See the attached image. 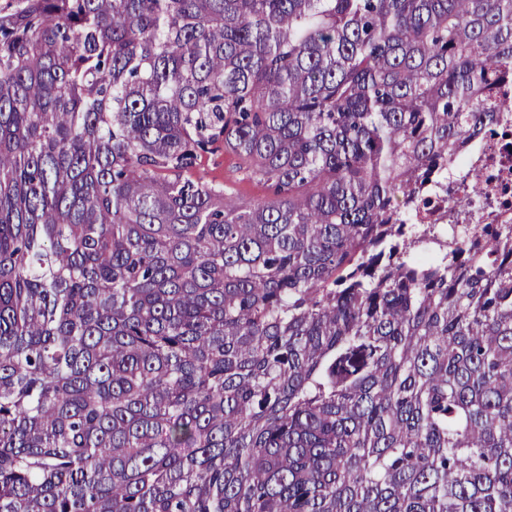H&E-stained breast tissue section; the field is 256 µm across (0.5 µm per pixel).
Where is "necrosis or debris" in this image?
I'll use <instances>...</instances> for the list:
<instances>
[{"instance_id": "necrosis-or-debris-1", "label": "necrosis or debris", "mask_w": 512, "mask_h": 512, "mask_svg": "<svg viewBox=\"0 0 512 512\" xmlns=\"http://www.w3.org/2000/svg\"><path fill=\"white\" fill-rule=\"evenodd\" d=\"M499 132L478 135L448 162V185L425 186L424 223L438 237L476 240L479 224H512V108L499 110Z\"/></svg>"}]
</instances>
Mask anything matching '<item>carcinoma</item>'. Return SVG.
I'll return each mask as SVG.
<instances>
[{"mask_svg":"<svg viewBox=\"0 0 512 512\" xmlns=\"http://www.w3.org/2000/svg\"><path fill=\"white\" fill-rule=\"evenodd\" d=\"M510 80L512 0L0 5V512H512V224L402 220ZM208 178L224 183V190L231 194L243 208L272 197L267 185L251 178L237 167V158L221 147L207 163Z\"/></svg>","mask_w":512,"mask_h":512,"instance_id":"carcinoma-1","label":"carcinoma"}]
</instances>
